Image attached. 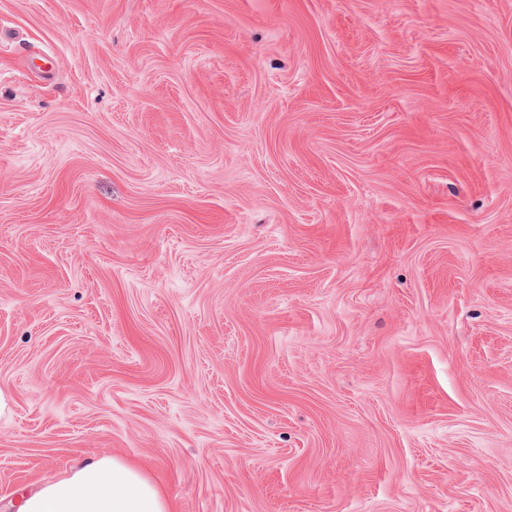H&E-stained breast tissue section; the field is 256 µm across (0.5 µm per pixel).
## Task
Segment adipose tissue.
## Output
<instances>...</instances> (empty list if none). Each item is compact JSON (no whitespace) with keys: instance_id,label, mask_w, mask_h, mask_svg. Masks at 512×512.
<instances>
[{"instance_id":"obj_1","label":"adipose tissue","mask_w":512,"mask_h":512,"mask_svg":"<svg viewBox=\"0 0 512 512\" xmlns=\"http://www.w3.org/2000/svg\"><path fill=\"white\" fill-rule=\"evenodd\" d=\"M17 512H171L161 488L123 459L84 460L26 496Z\"/></svg>"}]
</instances>
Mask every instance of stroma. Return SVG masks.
Here are the masks:
<instances>
[{
	"label": "stroma",
	"instance_id": "obj_1",
	"mask_svg": "<svg viewBox=\"0 0 512 512\" xmlns=\"http://www.w3.org/2000/svg\"><path fill=\"white\" fill-rule=\"evenodd\" d=\"M0 512H512V0H0ZM17 512H172L161 488L123 459L84 460L26 496Z\"/></svg>",
	"mask_w": 512,
	"mask_h": 512
}]
</instances>
